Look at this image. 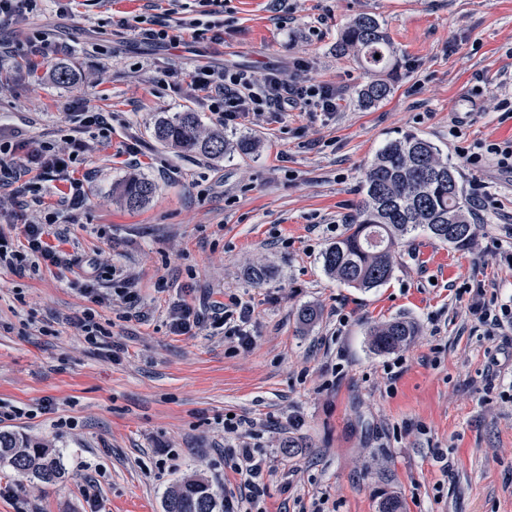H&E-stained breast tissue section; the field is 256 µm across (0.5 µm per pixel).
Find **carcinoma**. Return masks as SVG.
<instances>
[{
	"label": "carcinoma",
	"mask_w": 512,
	"mask_h": 512,
	"mask_svg": "<svg viewBox=\"0 0 512 512\" xmlns=\"http://www.w3.org/2000/svg\"><path fill=\"white\" fill-rule=\"evenodd\" d=\"M336 53L380 73L393 69L396 62L385 24L368 14L348 22L336 42ZM390 92V84L378 79L360 89L359 98L363 106L372 107ZM154 136L184 155H224V133L203 135L194 112L159 119ZM155 190L153 182L133 177L123 184L121 197L128 207L137 208ZM362 192L346 234L322 254L325 271L349 286L370 290L386 284L394 270L395 247L419 229L458 249L468 248L474 240L476 225L461 205L462 189L454 168L434 143L416 133L406 132L387 142L366 171ZM416 334L415 323L404 317L367 331L370 347L378 354L407 346ZM0 466L11 467L32 484L55 485L65 477L59 455L9 431H0ZM163 512H224V498L205 478H190L167 492Z\"/></svg>",
	"instance_id": "obj_1"
}]
</instances>
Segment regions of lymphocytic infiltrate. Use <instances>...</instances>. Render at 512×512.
Masks as SVG:
<instances>
[{"label":"lymphocytic infiltrate","instance_id":"lymphocytic-infiltrate-1","mask_svg":"<svg viewBox=\"0 0 512 512\" xmlns=\"http://www.w3.org/2000/svg\"><path fill=\"white\" fill-rule=\"evenodd\" d=\"M189 77L193 90L204 93L211 112L226 126H239L264 117L279 119L296 110L326 115L336 110L334 88L290 80L275 69L257 78L235 68L217 71L201 65L195 67ZM84 148L83 140L76 137L71 138L70 149L66 152L55 150L51 145L32 149L23 140H0V179L17 180L32 170H41L45 181H68L67 201L69 205L80 206L85 201L84 185L80 179L71 177L70 165ZM57 221V213L50 212L43 223H24L25 251L13 250L7 243H0V267L22 273L37 269L42 263L60 264L62 254L50 249L43 239L45 225ZM253 312L251 305L233 298L214 311L213 319L223 325L225 336L247 346L252 342L249 324ZM229 454L231 469L239 476L242 490L239 496L225 498L224 512H264L260 505L264 494V459L256 457L245 442L230 449Z\"/></svg>","mask_w":512,"mask_h":512}]
</instances>
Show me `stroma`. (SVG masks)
<instances>
[{"label":"stroma","mask_w":512,"mask_h":512,"mask_svg":"<svg viewBox=\"0 0 512 512\" xmlns=\"http://www.w3.org/2000/svg\"><path fill=\"white\" fill-rule=\"evenodd\" d=\"M166 7L39 0L26 23L0 27V135L65 147L77 101L110 123L86 129L72 165L82 207L68 208L66 182L21 180L0 188V232L20 249L15 212L33 223L59 213L45 241L93 259L102 292L127 277L134 288L128 303H96L78 268H0V404L26 411L0 429L52 448L66 468L64 482L35 486L0 467V512H163L165 493L195 475L238 492L224 466L231 415L253 422L266 512H381L391 497L404 512H512V329L473 311L512 307V176L494 159L467 161L512 141L500 108L512 102V0H224L223 44L189 36L169 51L127 26L163 21ZM359 13L383 21L397 51L393 92L371 108L357 91L373 73L335 52ZM41 35L57 48L46 60L30 55ZM297 58L306 78L335 86L330 117L245 126L249 157H186L154 140L166 113L220 127L192 96L195 66ZM61 66L69 83L52 79ZM407 131L447 154L465 196L482 190L484 223L466 250L417 231L386 284L345 286L322 254L346 233L376 154ZM135 175L156 191L130 209L115 189ZM256 266L267 281L247 279ZM232 296L254 308L251 345L206 323L172 331L175 305L206 315ZM306 305L321 311L308 328L297 321ZM88 309L107 332L96 345L76 326ZM401 316L416 323L414 341L373 353L368 328Z\"/></svg>","instance_id":"35a3bbf8"}]
</instances>
